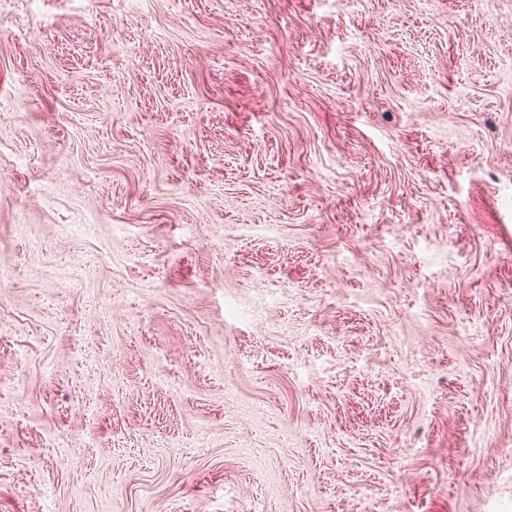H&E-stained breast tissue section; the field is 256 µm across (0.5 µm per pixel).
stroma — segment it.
<instances>
[{
    "label": "stroma",
    "instance_id": "35a3bbf8",
    "mask_svg": "<svg viewBox=\"0 0 512 512\" xmlns=\"http://www.w3.org/2000/svg\"><path fill=\"white\" fill-rule=\"evenodd\" d=\"M0 512H512V0H0Z\"/></svg>",
    "mask_w": 512,
    "mask_h": 512
}]
</instances>
